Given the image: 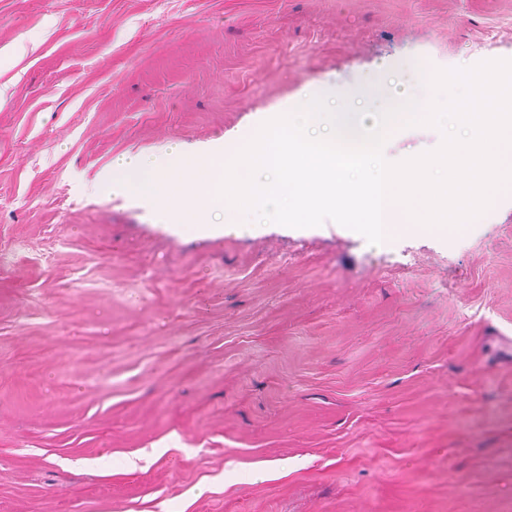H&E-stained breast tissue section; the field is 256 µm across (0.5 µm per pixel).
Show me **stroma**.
Masks as SVG:
<instances>
[{"label": "stroma", "mask_w": 512, "mask_h": 512, "mask_svg": "<svg viewBox=\"0 0 512 512\" xmlns=\"http://www.w3.org/2000/svg\"><path fill=\"white\" fill-rule=\"evenodd\" d=\"M415 56L512 60V0H0V512H512V191L372 245L99 183Z\"/></svg>", "instance_id": "35a3bbf8"}]
</instances>
